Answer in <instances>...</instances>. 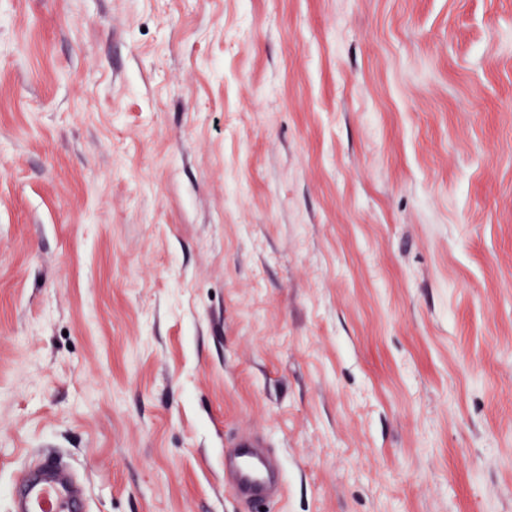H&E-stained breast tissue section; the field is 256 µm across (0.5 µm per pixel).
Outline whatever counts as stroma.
Returning <instances> with one entry per match:
<instances>
[{"label":"stroma","mask_w":512,"mask_h":512,"mask_svg":"<svg viewBox=\"0 0 512 512\" xmlns=\"http://www.w3.org/2000/svg\"><path fill=\"white\" fill-rule=\"evenodd\" d=\"M512 512V0H0V512ZM261 446V442L255 438L240 436L232 444L235 454L224 456V471H233L232 484L236 492L255 510H261L272 500L270 485L275 471L272 457L257 454L255 448ZM78 500L73 484L46 458L36 473L25 471L21 477L15 507L18 512H79Z\"/></svg>","instance_id":"35a3bbf8"}]
</instances>
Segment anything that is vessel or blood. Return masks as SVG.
Here are the masks:
<instances>
[{
  "label": "vessel or blood",
  "instance_id": "b4317fda",
  "mask_svg": "<svg viewBox=\"0 0 512 512\" xmlns=\"http://www.w3.org/2000/svg\"><path fill=\"white\" fill-rule=\"evenodd\" d=\"M259 440L241 436L233 446L234 455L225 457L224 466L233 472V486L239 497L261 512L272 499L270 485L275 471L272 457L257 454ZM78 492L62 475L52 459H44L37 472L24 473L19 481L17 512H80Z\"/></svg>",
  "mask_w": 512,
  "mask_h": 512
}]
</instances>
